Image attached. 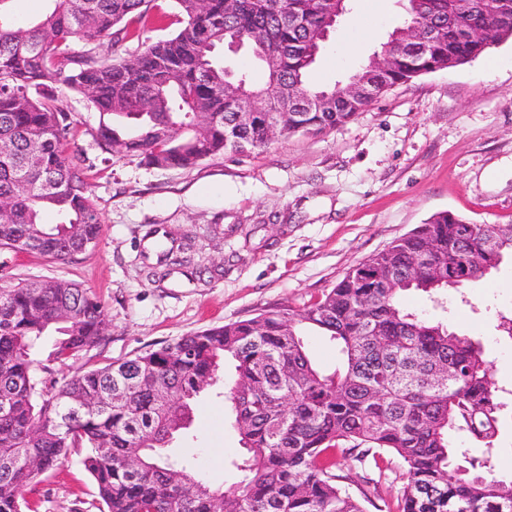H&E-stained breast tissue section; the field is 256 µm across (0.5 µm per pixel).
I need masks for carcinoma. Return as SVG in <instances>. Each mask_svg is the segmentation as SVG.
<instances>
[{
    "label": "carcinoma",
    "instance_id": "cac0c4a2",
    "mask_svg": "<svg viewBox=\"0 0 512 512\" xmlns=\"http://www.w3.org/2000/svg\"><path fill=\"white\" fill-rule=\"evenodd\" d=\"M48 13L19 26L0 13V250L66 261L94 246L103 224L81 159L66 147L67 95H87L99 112V145L156 168H191L221 154L265 148L268 112L239 125L237 88L272 95L286 135L326 132L369 104L328 88L327 100L302 106L321 89L309 72L342 0H175L180 27L129 57L101 63L94 49L136 37L128 21L150 0H50ZM480 28V39L471 31ZM512 38V0H407L406 15L382 47L386 70L354 77L387 89L467 64ZM81 41L83 54L70 51ZM237 40L267 67L253 85L216 62L217 46ZM52 210L61 222H42ZM158 263L196 276L176 239ZM427 255L418 270L414 261ZM512 255V225L473 224L439 212L351 269L301 310H270L207 328L173 343L76 371L59 382L54 364L105 341L104 306L75 283L41 279L0 287V512H22L38 476L86 449L104 512H365L335 473L336 451L366 467L398 458L406 482L397 512H512V480L458 447L464 436L490 449L502 404L493 366L479 343L406 311L401 294L432 298L475 283ZM320 330L342 356L334 371L310 359L305 332ZM58 338L43 360V337ZM234 370L225 381V366ZM448 368L451 378L435 384ZM223 383L243 454L237 480L214 485L169 448L189 429L203 392Z\"/></svg>",
    "mask_w": 512,
    "mask_h": 512
}]
</instances>
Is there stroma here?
<instances>
[{
  "mask_svg": "<svg viewBox=\"0 0 512 512\" xmlns=\"http://www.w3.org/2000/svg\"><path fill=\"white\" fill-rule=\"evenodd\" d=\"M405 0H350L309 81L331 87L368 64L405 15ZM367 19L379 33L369 38ZM354 42L355 54L343 51ZM70 148L82 158L103 232L59 262L0 251V284L54 278L89 289L107 311L108 342L56 364L57 377L154 349L188 333L271 309L303 308L352 268L449 211L475 224H512V39L465 65L397 85L349 122L322 134L284 136L263 150L217 155L188 169H158L105 152L87 95L68 97ZM194 237L205 273L187 280L159 265L161 234ZM402 297L411 312L479 341L499 386L512 389V257L464 292ZM215 484L230 481L240 436L224 402L200 400L191 433L173 444ZM73 452L26 494L32 512H101ZM351 484L366 512L396 505L405 469L391 459Z\"/></svg>",
  "mask_w": 512,
  "mask_h": 512,
  "instance_id": "1",
  "label": "stroma"
}]
</instances>
